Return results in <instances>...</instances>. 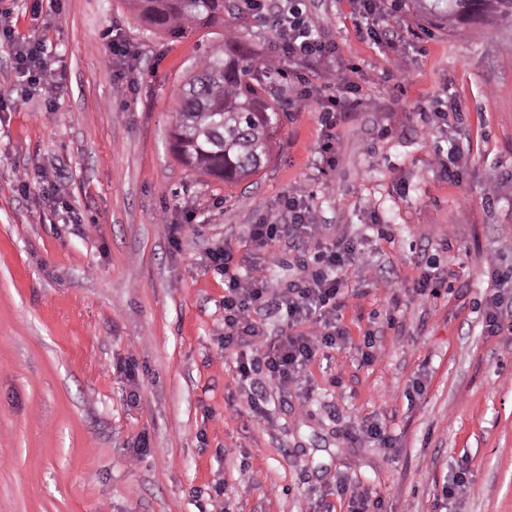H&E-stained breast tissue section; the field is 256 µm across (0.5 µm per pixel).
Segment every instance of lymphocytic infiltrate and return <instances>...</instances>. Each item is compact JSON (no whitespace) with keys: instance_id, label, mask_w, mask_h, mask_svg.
Instances as JSON below:
<instances>
[{"instance_id":"1","label":"lymphocytic infiltrate","mask_w":512,"mask_h":512,"mask_svg":"<svg viewBox=\"0 0 512 512\" xmlns=\"http://www.w3.org/2000/svg\"><path fill=\"white\" fill-rule=\"evenodd\" d=\"M241 2L253 18L271 25L282 59L320 71L322 84H302L298 101L303 105L316 103L325 112L320 161L334 165L338 129L348 122L354 108L348 97L351 86L335 43L317 34L298 0ZM354 24L375 44L393 52L404 38L398 9L390 0H355ZM43 52L42 41L33 39L22 44L14 55L15 68L35 89L51 98L58 85L43 62ZM307 198L305 187H296L282 197L277 216L248 225L245 236L252 252L238 256L224 246L210 253L213 266L224 275V345L244 347L260 355L256 361L238 362L240 378L249 379L260 366L268 382L280 391L305 385L307 369L316 356L344 342L340 274L346 267L366 262L364 251L353 238L326 239V227L320 224ZM284 238L301 243L316 240L322 247L321 268L285 288L269 280L252 256L253 251ZM486 264L493 286L484 297L482 326L492 336L512 335V268L500 266L491 258ZM270 310L280 323L275 335L264 330L258 321L262 313Z\"/></svg>"}]
</instances>
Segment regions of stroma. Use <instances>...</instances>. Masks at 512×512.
I'll return each instance as SVG.
<instances>
[{"label": "stroma", "instance_id": "stroma-1", "mask_svg": "<svg viewBox=\"0 0 512 512\" xmlns=\"http://www.w3.org/2000/svg\"><path fill=\"white\" fill-rule=\"evenodd\" d=\"M305 3L350 69L354 116L323 168L320 108L289 113L246 187L171 147L175 91L224 25L175 38L129 0H0L17 41L46 42L58 82L50 104L24 92L0 43V512H313L320 498L347 512L340 477L382 512H512V338L486 334L479 308L487 255L512 266V195L483 198L512 170V20L452 29L406 4L392 53L357 34L353 0ZM116 26L134 50L117 63ZM435 98L462 110L426 132L416 108ZM452 137L458 185L431 163ZM300 184L370 265L342 273L347 343L315 358L308 390H268L258 423L220 344L224 277L208 252L249 251L246 226ZM313 255L284 239L257 258L285 285ZM431 267L444 285L423 301L412 288ZM368 331L384 355L364 364ZM366 420L391 447L357 439ZM461 471L452 505L442 489Z\"/></svg>", "mask_w": 512, "mask_h": 512}]
</instances>
